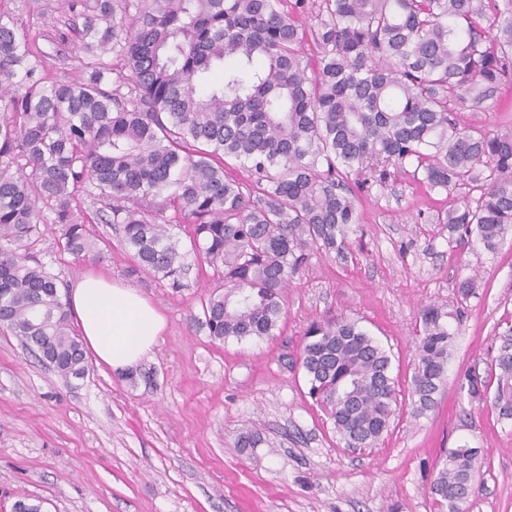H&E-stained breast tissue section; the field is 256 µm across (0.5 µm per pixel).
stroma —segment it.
I'll list each match as a JSON object with an SVG mask.
<instances>
[{
	"instance_id": "1",
	"label": "stroma",
	"mask_w": 512,
	"mask_h": 512,
	"mask_svg": "<svg viewBox=\"0 0 512 512\" xmlns=\"http://www.w3.org/2000/svg\"><path fill=\"white\" fill-rule=\"evenodd\" d=\"M49 54V80L78 75L72 24L58 0H0ZM461 125L512 126V82L482 108L458 110ZM458 192L430 187L406 168L359 195V221L345 255H313L288 289L275 334L219 342L201 326L202 304L223 292L213 266H193L173 292L152 275L130 274V254L110 225L91 269L135 288L167 325L143 362L153 382L130 388L119 373L90 363L66 380L0 330V512L28 496L43 512H437L428 493L443 451L473 448L480 472L468 512H512V419L492 401L472 400L466 376L493 382L494 360L512 328V232L496 251L452 248L435 224ZM55 225L28 251L65 287L81 275ZM473 276L478 294L459 302ZM435 304L454 334L438 406L415 415L408 387L419 312ZM345 316L392 354L397 403L377 448H346L326 411L308 395L299 365L311 321ZM263 437L235 445L239 433Z\"/></svg>"
}]
</instances>
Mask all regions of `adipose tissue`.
I'll return each instance as SVG.
<instances>
[{
	"label": "adipose tissue",
	"mask_w": 512,
	"mask_h": 512,
	"mask_svg": "<svg viewBox=\"0 0 512 512\" xmlns=\"http://www.w3.org/2000/svg\"><path fill=\"white\" fill-rule=\"evenodd\" d=\"M69 305L98 363L119 372L136 369L164 328L161 314L137 291L90 271L71 288Z\"/></svg>",
	"instance_id": "ef3b65f1"
}]
</instances>
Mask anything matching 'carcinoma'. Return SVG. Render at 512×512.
I'll use <instances>...</instances> for the list:
<instances>
[{
    "instance_id": "cac0c4a2",
    "label": "carcinoma",
    "mask_w": 512,
    "mask_h": 512,
    "mask_svg": "<svg viewBox=\"0 0 512 512\" xmlns=\"http://www.w3.org/2000/svg\"><path fill=\"white\" fill-rule=\"evenodd\" d=\"M81 76L48 81L45 55L0 17V329L60 376L88 370L62 282L27 242L56 224L80 264L100 252L77 193L104 203L146 272L187 287L192 253L222 267L202 304L218 341L275 335L288 285L317 253L342 254L357 193L416 164L432 188L464 190L439 214L448 245L493 252L512 231V127H462L512 77V0H60ZM316 52L306 55L305 46ZM231 158L250 172L227 175ZM420 310L409 396L434 409L452 334ZM309 396L331 403L349 448H373L397 401L387 350L354 320H314L299 357ZM494 406L512 419V345L496 358ZM479 473L467 448L444 452L429 492L463 512Z\"/></svg>"
}]
</instances>
